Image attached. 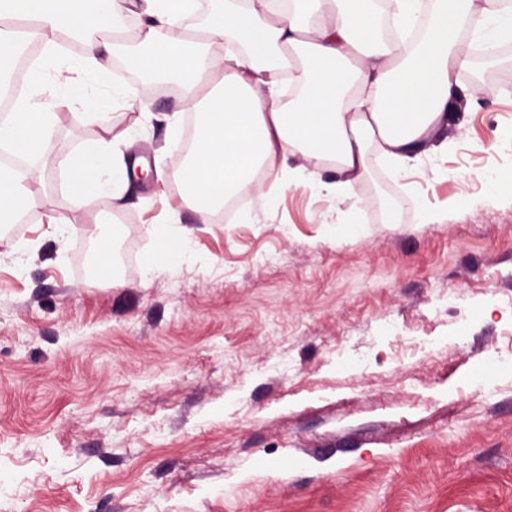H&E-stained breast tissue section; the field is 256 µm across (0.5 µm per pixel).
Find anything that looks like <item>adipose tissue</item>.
Instances as JSON below:
<instances>
[{
  "instance_id": "ef3b65f1",
  "label": "adipose tissue",
  "mask_w": 512,
  "mask_h": 512,
  "mask_svg": "<svg viewBox=\"0 0 512 512\" xmlns=\"http://www.w3.org/2000/svg\"><path fill=\"white\" fill-rule=\"evenodd\" d=\"M0 0V13L17 20L0 30V48L15 52L42 45L56 57L60 42L83 38L75 65L104 82L103 56L112 45L111 21L121 20L131 0ZM512 41V6L486 0H143L127 68L177 80L195 114L190 157L175 180L182 198L213 214L243 190L257 186L279 156L332 161L337 178L312 187L344 199L367 175V150L401 169L431 151L452 119L467 65L465 39ZM222 81L201 92L212 70ZM298 93L286 106L273 95L282 82ZM47 104L22 99L0 142L17 155L64 169L73 202L94 191L112 200L127 193L125 154L103 137L82 151L59 154L46 130ZM32 171L0 168V218L39 210L28 190Z\"/></svg>"
}]
</instances>
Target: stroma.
<instances>
[{
  "label": "stroma",
  "instance_id": "stroma-1",
  "mask_svg": "<svg viewBox=\"0 0 512 512\" xmlns=\"http://www.w3.org/2000/svg\"><path fill=\"white\" fill-rule=\"evenodd\" d=\"M459 81L414 170L368 155L342 200L309 185L331 164L296 155L289 186L251 191L237 223L179 197L180 91L75 130L84 77L29 87L59 104L60 152L110 134L149 173L75 209L61 169L32 159L68 231L0 226V512H512V182L493 181L512 169V54ZM102 224L125 260L95 279ZM160 234L185 248L148 278ZM477 366L496 389L456 395Z\"/></svg>",
  "mask_w": 512,
  "mask_h": 512
}]
</instances>
